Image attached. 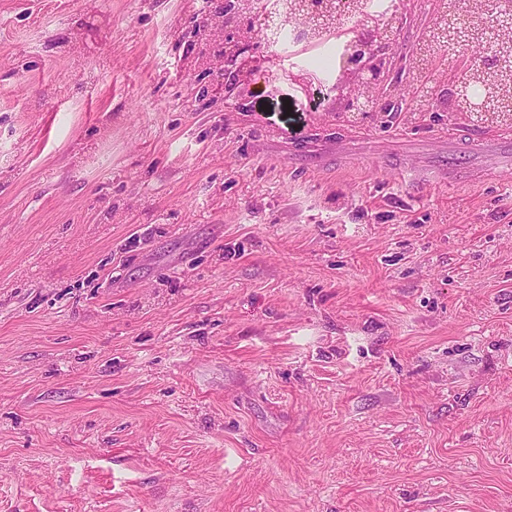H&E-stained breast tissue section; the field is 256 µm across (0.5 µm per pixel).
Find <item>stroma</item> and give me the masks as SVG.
I'll list each match as a JSON object with an SVG mask.
<instances>
[{
    "label": "stroma",
    "mask_w": 512,
    "mask_h": 512,
    "mask_svg": "<svg viewBox=\"0 0 512 512\" xmlns=\"http://www.w3.org/2000/svg\"><path fill=\"white\" fill-rule=\"evenodd\" d=\"M225 0H0V512H512V170L343 113ZM199 35L212 41L218 32L223 34L226 43H239V35L227 31L223 17L217 14H204L196 25Z\"/></svg>",
    "instance_id": "stroma-1"
}]
</instances>
